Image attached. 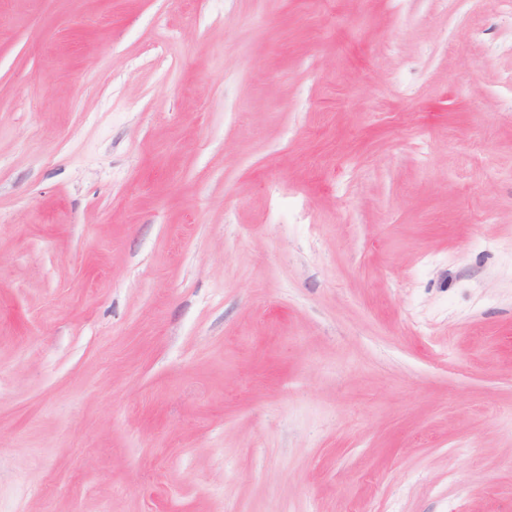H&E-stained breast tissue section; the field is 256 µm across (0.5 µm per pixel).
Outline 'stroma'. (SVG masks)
<instances>
[{
    "instance_id": "35a3bbf8",
    "label": "stroma",
    "mask_w": 512,
    "mask_h": 512,
    "mask_svg": "<svg viewBox=\"0 0 512 512\" xmlns=\"http://www.w3.org/2000/svg\"><path fill=\"white\" fill-rule=\"evenodd\" d=\"M0 512H512V8L0 0Z\"/></svg>"
}]
</instances>
